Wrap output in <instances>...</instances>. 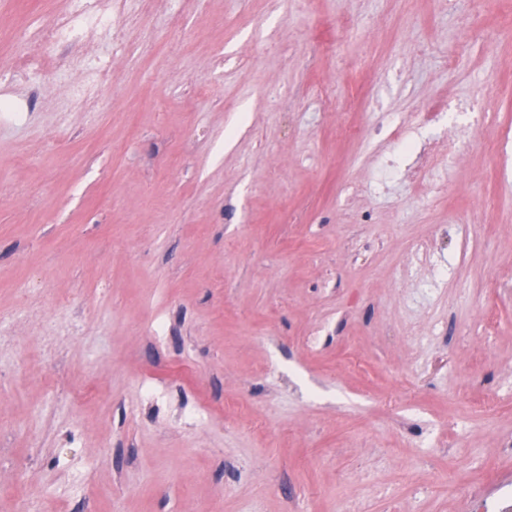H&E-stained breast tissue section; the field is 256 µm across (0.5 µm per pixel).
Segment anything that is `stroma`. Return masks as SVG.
Segmentation results:
<instances>
[{"mask_svg": "<svg viewBox=\"0 0 512 512\" xmlns=\"http://www.w3.org/2000/svg\"><path fill=\"white\" fill-rule=\"evenodd\" d=\"M73 5L0 0V67L16 15ZM468 10L153 0V43L85 39L99 111L48 57L0 79L28 114L0 119V512H472L457 472L512 484V174L448 147L464 97L512 128V0L472 43Z\"/></svg>", "mask_w": 512, "mask_h": 512, "instance_id": "35a3bbf8", "label": "stroma"}]
</instances>
